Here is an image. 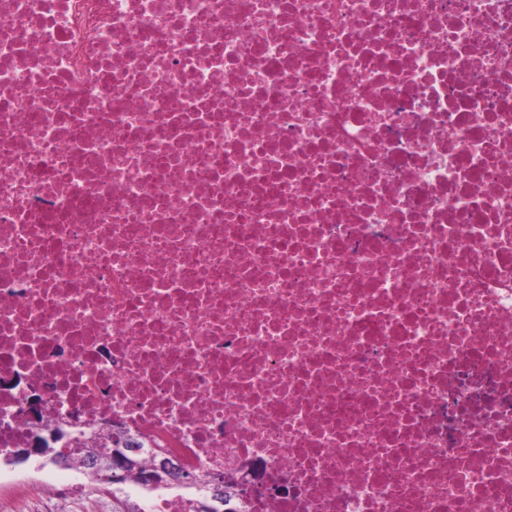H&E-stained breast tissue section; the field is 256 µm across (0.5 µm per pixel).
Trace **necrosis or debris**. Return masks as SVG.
<instances>
[{
    "instance_id": "obj_1",
    "label": "necrosis or debris",
    "mask_w": 512,
    "mask_h": 512,
    "mask_svg": "<svg viewBox=\"0 0 512 512\" xmlns=\"http://www.w3.org/2000/svg\"><path fill=\"white\" fill-rule=\"evenodd\" d=\"M33 394L237 512H512V0H0V460ZM194 475L198 479L196 483L194 482V484L187 485L185 488L179 490H172V492L182 494L188 498H194L190 489H186L193 488L195 489V497L199 496L202 493L204 480L200 479L198 475ZM203 491L198 508L203 512H213L215 510L222 511L224 506V481L220 479H211L205 483Z\"/></svg>"
}]
</instances>
